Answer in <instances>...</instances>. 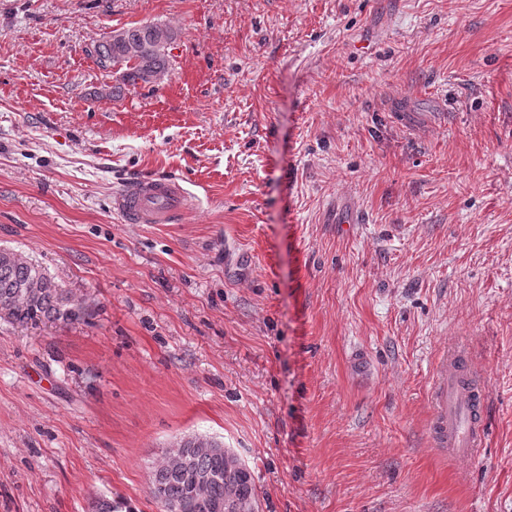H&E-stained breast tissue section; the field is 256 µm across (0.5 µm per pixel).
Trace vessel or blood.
Returning a JSON list of instances; mask_svg holds the SVG:
<instances>
[{"mask_svg":"<svg viewBox=\"0 0 512 512\" xmlns=\"http://www.w3.org/2000/svg\"><path fill=\"white\" fill-rule=\"evenodd\" d=\"M190 202L188 190L176 178L158 176L123 186L112 197V209L132 224H175ZM481 397V385L464 388L457 368L441 367L430 393L431 437L437 446L461 458L482 446L484 432L473 417Z\"/></svg>","mask_w":512,"mask_h":512,"instance_id":"b4317fda","label":"vessel or blood"}]
</instances>
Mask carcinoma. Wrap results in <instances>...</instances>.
Here are the masks:
<instances>
[{
	"instance_id": "obj_1",
	"label": "carcinoma",
	"mask_w": 512,
	"mask_h": 512,
	"mask_svg": "<svg viewBox=\"0 0 512 512\" xmlns=\"http://www.w3.org/2000/svg\"><path fill=\"white\" fill-rule=\"evenodd\" d=\"M93 46L97 65L119 75L114 87L120 95L125 85L152 84L169 66V48L175 39L172 28L162 24H141L118 30ZM83 302L59 287L45 268L7 248L0 249V319L18 324H36L44 319L72 323L85 315ZM223 444L206 436H192L167 455L169 467L152 472V485L163 488L168 512H200L192 495L193 478L207 474L211 480L206 493L212 500H227L233 512H251L256 503L252 475L232 479L229 462L212 449Z\"/></svg>"
}]
</instances>
